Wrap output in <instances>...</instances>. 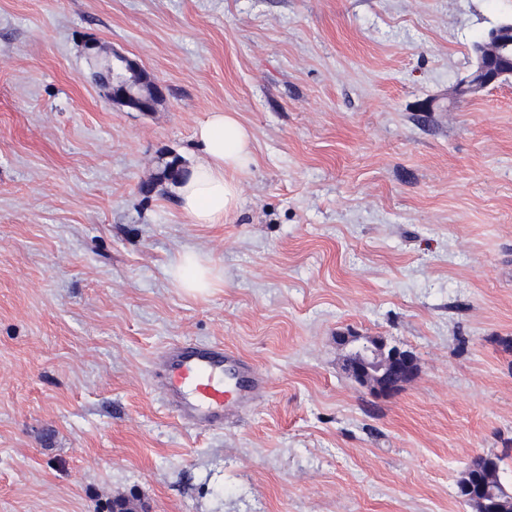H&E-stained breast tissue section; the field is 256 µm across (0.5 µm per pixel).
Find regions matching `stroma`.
I'll list each match as a JSON object with an SVG mask.
<instances>
[{
  "label": "stroma",
  "mask_w": 512,
  "mask_h": 512,
  "mask_svg": "<svg viewBox=\"0 0 512 512\" xmlns=\"http://www.w3.org/2000/svg\"><path fill=\"white\" fill-rule=\"evenodd\" d=\"M512 0H0V512H472L512 490V78L458 99ZM164 88L113 105L86 40ZM230 111L239 203L182 215L165 163ZM188 249L219 280L170 271ZM411 351L386 398L343 336ZM224 342L268 389L223 427L153 386ZM174 276L180 288L201 294L213 288L215 276L209 262L198 252L187 250L174 269ZM502 459L498 456H477L475 457L466 469L463 471L461 477L457 481V494L467 505L473 508L472 505L468 504L463 500V489L462 483L465 479L464 474L471 476L476 480L479 486L483 490V497L486 503H492L494 501H501L507 503L506 511L496 512H512V502L509 503L508 496L504 492V484L500 479V463ZM506 489V488H505Z\"/></svg>",
  "instance_id": "1"
}]
</instances>
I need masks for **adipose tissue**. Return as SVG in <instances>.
<instances>
[{
  "mask_svg": "<svg viewBox=\"0 0 512 512\" xmlns=\"http://www.w3.org/2000/svg\"><path fill=\"white\" fill-rule=\"evenodd\" d=\"M200 155L186 179L175 185L179 208L190 223L220 224L237 204L234 171L253 161L251 134L235 113L218 111L197 127ZM179 287L199 294L215 284L209 262L198 252H184L174 269Z\"/></svg>",
  "mask_w": 512,
  "mask_h": 512,
  "instance_id": "ef3b65f1",
  "label": "adipose tissue"
}]
</instances>
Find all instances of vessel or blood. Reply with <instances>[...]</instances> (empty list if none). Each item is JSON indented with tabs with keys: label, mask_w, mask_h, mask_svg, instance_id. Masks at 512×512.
<instances>
[{
	"label": "vessel or blood",
	"mask_w": 512,
	"mask_h": 512,
	"mask_svg": "<svg viewBox=\"0 0 512 512\" xmlns=\"http://www.w3.org/2000/svg\"><path fill=\"white\" fill-rule=\"evenodd\" d=\"M153 382L166 407L195 429L223 426L225 418L264 394L266 376L220 343L180 341L154 359Z\"/></svg>",
	"instance_id": "obj_1"
}]
</instances>
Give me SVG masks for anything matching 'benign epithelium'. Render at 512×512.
I'll use <instances>...</instances> for the list:
<instances>
[{
	"mask_svg": "<svg viewBox=\"0 0 512 512\" xmlns=\"http://www.w3.org/2000/svg\"><path fill=\"white\" fill-rule=\"evenodd\" d=\"M512 44V23L491 29L482 41L477 73L456 86L460 97L476 94L507 76H512V55L502 47ZM108 78L102 91L112 104L136 112H151L164 97V89L128 56L114 52L109 57ZM346 345L357 354L348 365L351 377L378 396L388 395L411 380L418 371L416 357L399 347L386 348L375 338L348 336Z\"/></svg>",
	"mask_w": 512,
	"mask_h": 512,
	"instance_id": "7a95c632",
	"label": "benign epithelium"
}]
</instances>
